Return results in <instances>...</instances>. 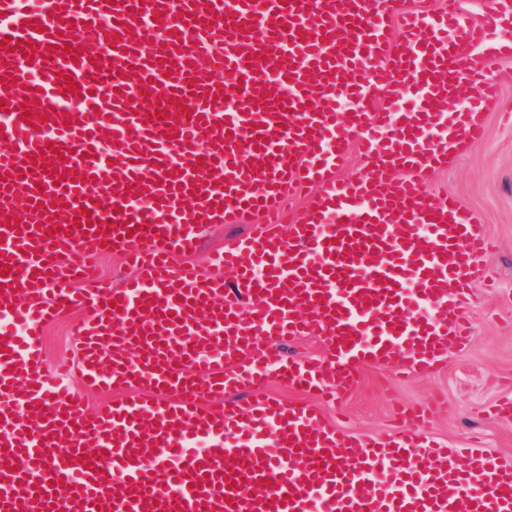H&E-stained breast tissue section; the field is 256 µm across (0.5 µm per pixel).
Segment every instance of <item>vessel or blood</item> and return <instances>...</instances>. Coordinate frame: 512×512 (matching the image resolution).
<instances>
[{
    "instance_id": "vessel-or-blood-1",
    "label": "vessel or blood",
    "mask_w": 512,
    "mask_h": 512,
    "mask_svg": "<svg viewBox=\"0 0 512 512\" xmlns=\"http://www.w3.org/2000/svg\"><path fill=\"white\" fill-rule=\"evenodd\" d=\"M394 2L0 0V321L22 328L0 332V512H512V465L419 434L441 399L368 439L251 394L272 370L332 399L364 365L414 379L470 342L494 246L424 186L483 137L499 79L477 59L512 41ZM463 80L478 97L445 111ZM354 141L369 170L348 181ZM224 223L251 230L210 272L172 269ZM112 251L119 288L94 278ZM74 308L79 356L48 373L42 330ZM299 336L330 358H283ZM73 373L133 395L86 412Z\"/></svg>"
}]
</instances>
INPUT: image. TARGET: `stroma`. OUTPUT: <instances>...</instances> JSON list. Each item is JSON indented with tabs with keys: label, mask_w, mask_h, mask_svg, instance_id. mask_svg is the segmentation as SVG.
I'll use <instances>...</instances> for the list:
<instances>
[{
	"label": "stroma",
	"mask_w": 512,
	"mask_h": 512,
	"mask_svg": "<svg viewBox=\"0 0 512 512\" xmlns=\"http://www.w3.org/2000/svg\"><path fill=\"white\" fill-rule=\"evenodd\" d=\"M510 108L512 81H507L499 102L487 111L484 139L464 144L445 170L430 173L426 180L431 197L450 192L480 211L497 244L486 263L487 282L473 286L471 346L463 351L449 349L437 372L413 380L397 378L385 366L363 367L360 384L345 397L342 409L321 406L327 422L360 436H388L404 429L393 416V403L411 405L437 391L447 408L430 423L428 436L459 449L478 435L486 448L512 463V416L487 413L496 400L512 395V123L501 116ZM249 230L246 224L205 225L200 252L190 258L174 257L173 264L207 269L211 248ZM80 318V312L69 311L46 328L43 353L49 371L76 359L73 326Z\"/></svg>",
	"instance_id": "stroma-1"
}]
</instances>
